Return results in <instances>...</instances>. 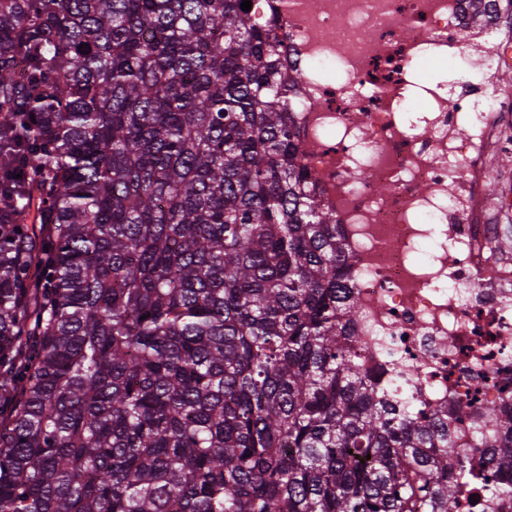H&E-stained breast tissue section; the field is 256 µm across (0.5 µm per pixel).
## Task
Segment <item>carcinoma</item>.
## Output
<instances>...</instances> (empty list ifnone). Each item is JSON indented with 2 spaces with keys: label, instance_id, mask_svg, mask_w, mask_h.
<instances>
[{
  "label": "carcinoma",
  "instance_id": "carcinoma-1",
  "mask_svg": "<svg viewBox=\"0 0 512 512\" xmlns=\"http://www.w3.org/2000/svg\"><path fill=\"white\" fill-rule=\"evenodd\" d=\"M0 0V512H456L469 415L362 364L275 14Z\"/></svg>",
  "mask_w": 512,
  "mask_h": 512
}]
</instances>
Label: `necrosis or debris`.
Returning a JSON list of instances; mask_svg holds the SVG:
<instances>
[{"label":"necrosis or debris","mask_w":512,"mask_h":512,"mask_svg":"<svg viewBox=\"0 0 512 512\" xmlns=\"http://www.w3.org/2000/svg\"><path fill=\"white\" fill-rule=\"evenodd\" d=\"M310 182L335 213L367 367L392 368L418 406L467 405L458 453L499 443L486 407L512 408V182L483 187L512 157V14L457 34L470 0H272ZM464 63L458 85L421 84ZM493 278H486L487 269Z\"/></svg>","instance_id":"necrosis-or-debris-1"}]
</instances>
